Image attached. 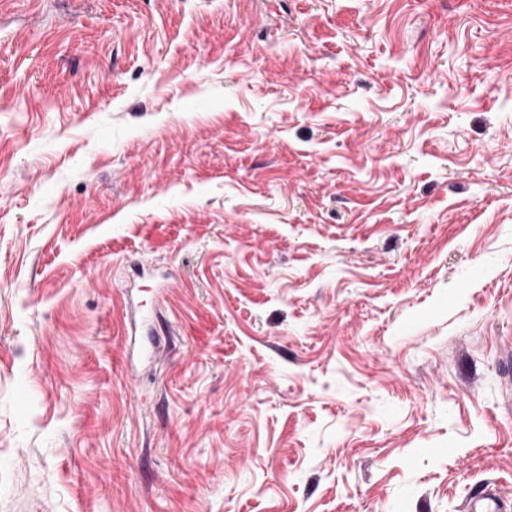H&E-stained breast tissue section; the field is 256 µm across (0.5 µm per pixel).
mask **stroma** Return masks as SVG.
Returning a JSON list of instances; mask_svg holds the SVG:
<instances>
[{"instance_id": "obj_1", "label": "stroma", "mask_w": 512, "mask_h": 512, "mask_svg": "<svg viewBox=\"0 0 512 512\" xmlns=\"http://www.w3.org/2000/svg\"><path fill=\"white\" fill-rule=\"evenodd\" d=\"M510 351L512 0H0V512L512 498Z\"/></svg>"}]
</instances>
